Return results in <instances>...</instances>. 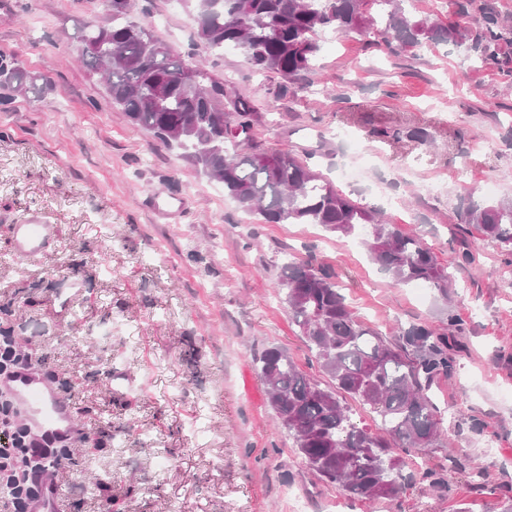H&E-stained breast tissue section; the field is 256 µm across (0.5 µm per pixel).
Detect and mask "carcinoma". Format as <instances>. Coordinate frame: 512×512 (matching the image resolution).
I'll use <instances>...</instances> for the list:
<instances>
[{"mask_svg": "<svg viewBox=\"0 0 512 512\" xmlns=\"http://www.w3.org/2000/svg\"><path fill=\"white\" fill-rule=\"evenodd\" d=\"M197 35L208 49L233 46L259 73H274L285 95L305 80L319 51V33L332 29L365 34L399 54L421 40L470 43L480 62L501 64L504 26L482 11L475 32L459 25L429 24L406 8L408 0H189ZM108 24H88L78 42L82 64L103 77L112 104L135 125L178 150L246 211L269 224H318L349 236L366 230L371 257L401 283L425 282L448 297L452 275L421 237L385 222L325 182L306 160L269 150L256 138L255 108L225 81L192 61L174 56L132 20L134 0H106ZM0 87L43 92L40 76L0 54ZM463 223L497 242L512 264V200L471 205ZM291 319L336 390L300 370L279 347L266 349L259 374L280 425L325 484L369 500L395 499L402 484L420 479L449 490L444 474L408 470L407 457L434 445L442 418L429 392L453 372L459 348L453 335L415 324L389 346L345 303L336 276L312 261L285 264L277 283ZM370 406L384 421L379 435L352 422L341 394Z\"/></svg>", "mask_w": 512, "mask_h": 512, "instance_id": "carcinoma-1", "label": "carcinoma"}]
</instances>
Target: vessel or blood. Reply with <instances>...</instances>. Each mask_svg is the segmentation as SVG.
<instances>
[{
    "mask_svg": "<svg viewBox=\"0 0 512 512\" xmlns=\"http://www.w3.org/2000/svg\"><path fill=\"white\" fill-rule=\"evenodd\" d=\"M0 388L10 391L24 406L39 446L66 440L77 426L74 409L46 385L42 376L23 371L0 379Z\"/></svg>",
    "mask_w": 512,
    "mask_h": 512,
    "instance_id": "b4317fda",
    "label": "vessel or blood"
}]
</instances>
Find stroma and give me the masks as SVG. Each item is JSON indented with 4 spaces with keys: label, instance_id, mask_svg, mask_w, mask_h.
Instances as JSON below:
<instances>
[{
    "label": "stroma",
    "instance_id": "35a3bbf8",
    "mask_svg": "<svg viewBox=\"0 0 512 512\" xmlns=\"http://www.w3.org/2000/svg\"><path fill=\"white\" fill-rule=\"evenodd\" d=\"M462 4L472 19L485 6L512 19V0H412L410 11L454 22ZM133 18L256 106L267 148L308 157L345 195L419 234L453 284L443 299L396 282L362 236L267 223L132 124L76 60L82 27L110 21L104 0H0V53L45 86L40 96L0 89V327H13L85 430L53 476L69 512H505L512 267L460 222L469 203L512 198V42L493 68L464 45L425 40L393 55L377 36L328 30L305 88L277 98L276 74L198 42L181 0H136ZM413 129L424 139L407 138ZM347 163L356 181L341 179ZM169 197L182 208L160 209ZM32 215L46 243L29 257L17 228ZM307 258L335 273L349 308L386 340L460 320L456 369L436 392L442 437L412 456L446 474L451 493L418 482L392 501L345 495L275 426L261 353L281 347L318 373L275 288L284 262Z\"/></svg>",
    "mask_w": 512,
    "mask_h": 512
}]
</instances>
